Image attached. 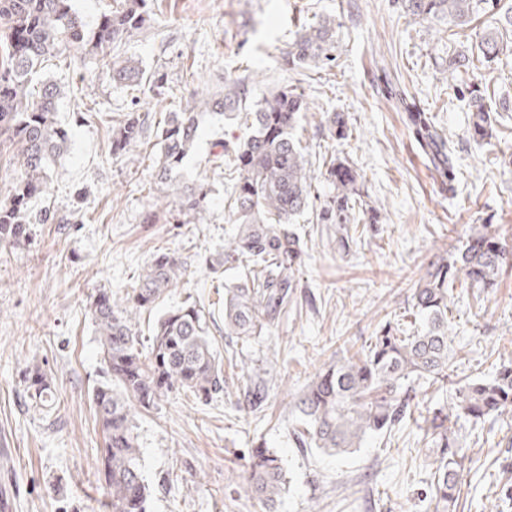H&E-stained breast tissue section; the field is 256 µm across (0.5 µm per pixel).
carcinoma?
I'll use <instances>...</instances> for the list:
<instances>
[{
  "label": "carcinoma",
  "instance_id": "cac0c4a2",
  "mask_svg": "<svg viewBox=\"0 0 512 512\" xmlns=\"http://www.w3.org/2000/svg\"><path fill=\"white\" fill-rule=\"evenodd\" d=\"M92 29L72 8L71 0H0V136L18 146L19 169L8 201L0 205V240L21 242L30 233L28 203L48 190L51 169L67 150L68 130L56 119L60 90L43 81L32 85L42 65L75 51L99 59L112 82L134 85L140 92L165 94L162 78L141 64L112 54V49L147 24L146 0H114ZM414 19L463 28L482 14L489 25L478 42L486 62L504 51L503 32L512 29V7L505 0H403ZM336 19L322 16L302 26L281 56L286 70H315L336 59ZM474 55L459 51L449 57L448 70L469 71ZM191 105L170 112L159 123L153 179L154 209L167 224H201L209 202L205 184L184 179L182 170L199 135L198 115L216 112L250 115L247 135L236 142H219L210 162L233 157L238 183L228 206V223L238 225L224 241V252L213 272L244 263L251 275L224 292V335L244 345L271 335L296 288L295 265L301 257L299 238L288 230L293 218L310 205L314 174L308 168L296 131L309 110L304 94L284 86L262 99L252 97V73L224 80V94L190 93ZM396 103L408 110L415 142L428 158L440 183L452 177L453 165L443 136L429 113L409 109L406 98ZM472 129L481 139L491 135L492 108L481 94L469 103ZM150 115L132 112L112 131V154L123 155L141 142ZM324 127L331 137L345 139L344 115L328 112ZM329 194L316 211L318 224H354L378 212L367 206L350 166L330 161L326 170ZM512 263L498 227L483 224L472 232L457 258L431 263L412 292V308L421 328L409 336L387 333L375 338L368 351L357 352L322 368L296 398L292 434L301 450L328 455L350 454L369 435L382 434L415 414L422 418L426 438L436 449L435 512H451L458 495L460 470L467 458L455 426H474L512 409V362L501 363L488 377L455 374V353L448 333V280L463 273L482 288L497 284L501 269ZM187 271L175 255H153L138 280L122 296L105 288L91 296L89 311L97 328L108 379L92 392L96 418L105 438L98 458V480L104 483L106 512H147L152 485L144 473L133 411L148 410L171 393L202 403L224 392V364L214 350L209 324L197 302L166 311L156 322L150 346L141 344L133 315L153 308L177 287ZM242 385L235 402L240 411L255 410L268 397L260 370L239 359ZM453 387L450 403L432 406L419 398L423 385ZM30 399L51 406L50 385L39 371L29 384ZM246 486L264 512H277L286 487L282 459L266 448L252 449Z\"/></svg>",
  "mask_w": 512,
  "mask_h": 512
}]
</instances>
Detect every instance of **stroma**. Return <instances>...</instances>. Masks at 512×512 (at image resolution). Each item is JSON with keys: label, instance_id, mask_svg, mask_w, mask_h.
<instances>
[{"label": "stroma", "instance_id": "stroma-1", "mask_svg": "<svg viewBox=\"0 0 512 512\" xmlns=\"http://www.w3.org/2000/svg\"><path fill=\"white\" fill-rule=\"evenodd\" d=\"M145 30L116 48L161 73L165 96L145 97L113 84L94 60L57 57L39 79L62 89L57 119L69 131L47 193L31 204L28 241L0 244V490L15 512H99L106 491L95 474L103 446L90 400L105 382L103 354L89 297L106 288L121 294L158 251L186 261L188 282L136 317L142 342L156 319L186 299L223 322L219 300L232 271L210 266L236 233L224 210L236 182L232 165L207 158L219 141L245 132L243 118L209 112L183 174L209 184L201 224L147 223L155 171V128L140 144L113 157L112 128L127 113L155 117L185 107L187 73L205 91L224 89L225 77L260 72L254 99L284 85L304 89L312 104L302 121V144L315 171L317 195L329 191L330 158L351 166L375 224L348 227L347 250L336 248V227L305 211L291 229L303 250L287 314L251 356L269 371V395L245 413L234 405L238 371L224 369V393L200 403L173 393L134 415L142 463L153 485L148 512H261L243 481L249 453L265 444L283 461L288 487L279 512H434V451L415 421L365 439L344 457L301 455L289 434L293 401L315 374L346 351H360L385 329L412 334L414 284L429 262L455 253L472 227L499 226L512 246V52L484 64L474 77L448 80V56L476 46L475 29L442 37L417 23L398 0H150ZM336 18V61L311 77L283 70L280 57L300 23ZM403 89L408 103L431 113L446 138L454 174L448 185L411 137L406 114L387 93ZM479 90L495 107L492 137L476 140L468 96ZM342 112L351 134L331 138L324 113ZM50 210L56 223L41 224ZM449 334L457 372L476 377L512 360V270L494 288L458 276L449 286ZM39 367L55 407H35L26 376ZM468 450L457 512H512V411L484 429L461 425Z\"/></svg>", "mask_w": 512, "mask_h": 512}]
</instances>
